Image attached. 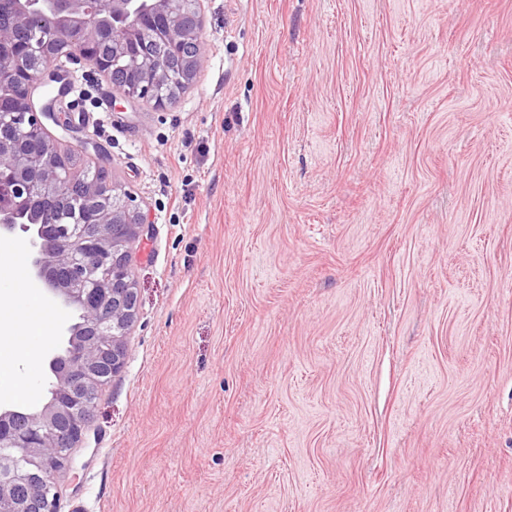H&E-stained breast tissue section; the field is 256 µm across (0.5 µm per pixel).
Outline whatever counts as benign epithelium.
<instances>
[{
  "instance_id": "7a95c632",
  "label": "benign epithelium",
  "mask_w": 512,
  "mask_h": 512,
  "mask_svg": "<svg viewBox=\"0 0 512 512\" xmlns=\"http://www.w3.org/2000/svg\"><path fill=\"white\" fill-rule=\"evenodd\" d=\"M149 27L174 49L182 64L170 73L157 59L112 73V90L164 108L156 94L163 81L188 85L200 64V19L189 0H13L0 24V43L12 53L0 60V233H21L38 279L60 299L67 347L50 360L46 401L19 413L0 408V446L10 449L0 473V512H56L58 475L73 466L72 451L88 430L97 392L122 371L126 336L138 315L136 258L131 245L143 237L146 216L126 185L98 175L77 181L71 160L47 137L44 120L75 129L65 100L69 75L56 61L38 66L50 46L74 55L109 41L110 63L131 52L129 35ZM82 194L96 202L92 224L78 229L58 222L52 204ZM35 201L51 207L37 224L23 221Z\"/></svg>"
}]
</instances>
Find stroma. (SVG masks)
Wrapping results in <instances>:
<instances>
[{"mask_svg": "<svg viewBox=\"0 0 512 512\" xmlns=\"http://www.w3.org/2000/svg\"><path fill=\"white\" fill-rule=\"evenodd\" d=\"M80 112L139 312L58 512H512V0H195ZM136 46L141 53H145L152 56L161 57L171 69L177 66L178 54L167 51L158 45H156L150 38L149 34H146L143 38L137 36L135 38Z\"/></svg>", "mask_w": 512, "mask_h": 512, "instance_id": "1", "label": "stroma"}]
</instances>
